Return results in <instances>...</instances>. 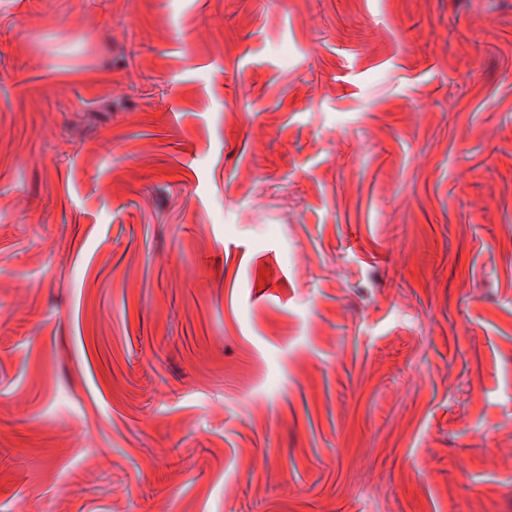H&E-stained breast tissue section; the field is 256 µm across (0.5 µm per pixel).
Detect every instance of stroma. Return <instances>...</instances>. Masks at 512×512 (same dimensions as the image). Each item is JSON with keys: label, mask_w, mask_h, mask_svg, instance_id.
Segmentation results:
<instances>
[{"label": "stroma", "mask_w": 512, "mask_h": 512, "mask_svg": "<svg viewBox=\"0 0 512 512\" xmlns=\"http://www.w3.org/2000/svg\"><path fill=\"white\" fill-rule=\"evenodd\" d=\"M512 512V0H0V512Z\"/></svg>", "instance_id": "1"}]
</instances>
